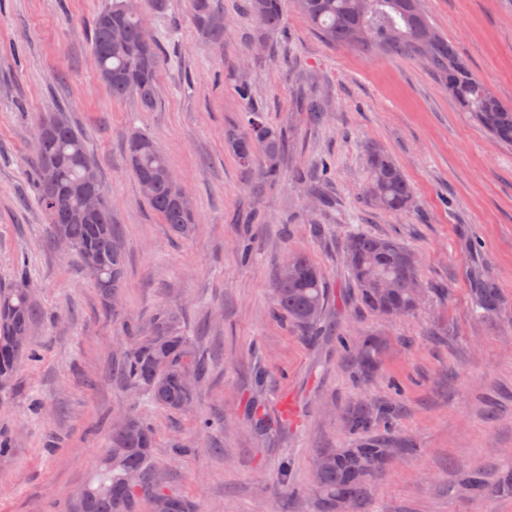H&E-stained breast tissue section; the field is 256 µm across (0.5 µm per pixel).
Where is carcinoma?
Wrapping results in <instances>:
<instances>
[{"label": "carcinoma", "mask_w": 512, "mask_h": 512, "mask_svg": "<svg viewBox=\"0 0 512 512\" xmlns=\"http://www.w3.org/2000/svg\"><path fill=\"white\" fill-rule=\"evenodd\" d=\"M310 26L331 46L354 47L364 52L381 51L392 58H420L448 89L460 107L496 140L512 145V104L504 103L483 81L475 77L459 56L455 46L441 36L422 8L421 0H292ZM199 24L214 28L215 14L208 0H194ZM250 15L271 33L281 27L284 0H247ZM120 27L124 42L111 41L110 27ZM146 24L135 7V0H112L96 17L91 50L100 77L110 75L106 86L112 98L135 99L147 110L156 104V78L161 45L144 36ZM432 35L421 38V28ZM303 111L318 118L325 111L324 100L311 93L300 95ZM44 139L36 140L37 165L31 181L37 202L48 219L53 241L65 240L80 263L89 257L99 260L101 278L94 282L100 297L112 301L123 286L125 252L118 228L112 224L109 202L90 219L77 220L69 215L75 202L70 188L80 179L76 156L89 155L81 134L62 112H50L40 121ZM226 138L240 164L249 168L256 153H262V176L271 182L280 175L284 154L291 143L286 131L269 125L261 113L253 112L244 130L231 129ZM127 159L136 182L154 181L153 191L145 197L149 206L170 226L172 232L188 238L196 231L194 202L180 205L172 201L165 180L170 166L155 138L145 130H134L126 142ZM369 180L366 196L380 209L391 213L409 211L414 203L413 189L403 170L377 148L366 150ZM344 252L354 288L368 312L396 318L409 316L423 303L427 294L414 253L403 244L379 236L355 232L344 244ZM295 276L274 279L273 315L308 334L318 333L327 303V290L313 260L303 252L288 256ZM473 313L491 317L501 308L497 289L480 279L470 288ZM320 315L309 317L311 307ZM38 308L23 274L9 285L0 286V392L14 384L19 363L25 357L36 359L30 345V333ZM129 343L121 359L122 374L137 392L169 412L194 404L196 387L183 386L180 375L189 372L196 380L207 378L203 361L182 321L173 310H162L147 322L126 324ZM386 348L380 336H365L353 356L362 375L373 373ZM377 415H371L360 403L346 413V424L353 435L352 447L329 448L315 460V492L321 512H333L338 499L347 503V512H366L371 482L384 470L392 456L404 448L389 449L386 438L373 435ZM156 432L137 414L130 415L124 430H112L109 446L93 477L68 504V512H140L142 501L149 505L163 498L167 512H196L187 498L170 491L158 476L155 462ZM327 463H322L323 458ZM135 473L134 482L127 481ZM458 486L468 489L474 498L489 494H512V469L490 476L482 466L465 471Z\"/></svg>", "instance_id": "cac0c4a2"}]
</instances>
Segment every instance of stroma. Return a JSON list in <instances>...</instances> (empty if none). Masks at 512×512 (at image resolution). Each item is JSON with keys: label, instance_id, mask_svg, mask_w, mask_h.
I'll return each mask as SVG.
<instances>
[{"label": "stroma", "instance_id": "35a3bbf8", "mask_svg": "<svg viewBox=\"0 0 512 512\" xmlns=\"http://www.w3.org/2000/svg\"><path fill=\"white\" fill-rule=\"evenodd\" d=\"M112 0H0V285L25 274L42 316L37 362L0 394V512H65L95 471L115 420L137 413L158 432L166 484L197 512H318L314 460L349 447L350 404L391 408L376 429L403 447L374 478L369 512H512V496L475 500L455 488L478 463L512 466V146L489 135L419 59L327 44L286 7L264 34L243 0H213L221 40L192 0H136L160 41L157 104L116 100L90 51L93 22ZM436 30L472 72L512 104V0H424ZM251 87L250 98L238 92ZM311 89L320 122L296 107ZM291 130L278 181L246 169L226 142L251 112ZM47 112L82 132L121 230L125 283L106 306L74 251L51 244L31 183L36 130ZM151 132L196 205L197 229L173 234L144 200L126 156L132 129ZM388 154L415 205L393 215L364 196L366 146ZM316 173L310 198L295 171ZM354 230L411 249L429 293L411 316L383 319L358 302L343 252ZM249 258H242V248ZM307 253L328 289L323 331L308 339L272 315L277 266ZM498 288L501 311L471 313L472 278ZM163 309L183 315L210 369L192 410L171 413L118 375L124 324ZM390 341L361 377L344 349ZM276 424L250 429L249 403ZM218 424L199 432L200 416ZM188 445L178 456L172 440ZM290 477L281 481L282 460Z\"/></svg>", "mask_w": 512, "mask_h": 512}]
</instances>
